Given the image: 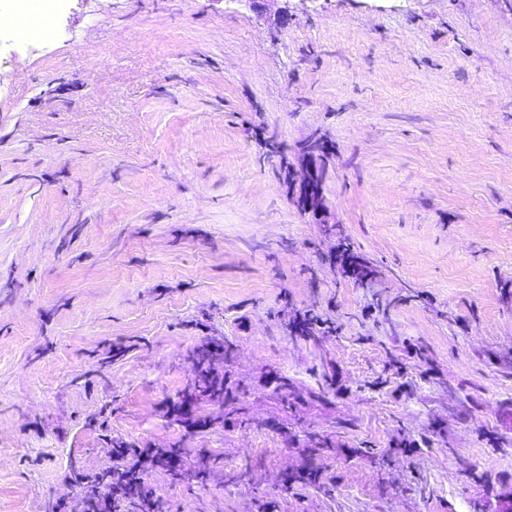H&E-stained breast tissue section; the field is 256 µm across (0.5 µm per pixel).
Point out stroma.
<instances>
[{
    "label": "stroma",
    "mask_w": 512,
    "mask_h": 512,
    "mask_svg": "<svg viewBox=\"0 0 512 512\" xmlns=\"http://www.w3.org/2000/svg\"><path fill=\"white\" fill-rule=\"evenodd\" d=\"M57 31L0 44V512H80L123 443L206 458L144 471L164 512L512 499V0H67ZM314 136L324 225L283 183ZM212 338L246 424L189 430Z\"/></svg>",
    "instance_id": "35a3bbf8"
}]
</instances>
